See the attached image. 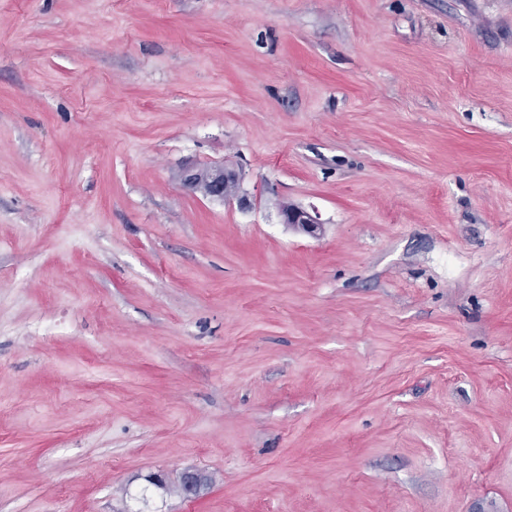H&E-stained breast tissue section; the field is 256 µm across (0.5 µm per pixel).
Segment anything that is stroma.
Wrapping results in <instances>:
<instances>
[{"instance_id": "35a3bbf8", "label": "stroma", "mask_w": 512, "mask_h": 512, "mask_svg": "<svg viewBox=\"0 0 512 512\" xmlns=\"http://www.w3.org/2000/svg\"><path fill=\"white\" fill-rule=\"evenodd\" d=\"M0 512H512V0H0ZM180 179L188 190L201 192L206 197L221 201L232 196L227 192L228 184L238 182L236 174L222 165L208 168L187 167L182 170ZM283 223L297 227L310 235H315L319 229L318 222L305 210L285 206L282 211Z\"/></svg>"}]
</instances>
